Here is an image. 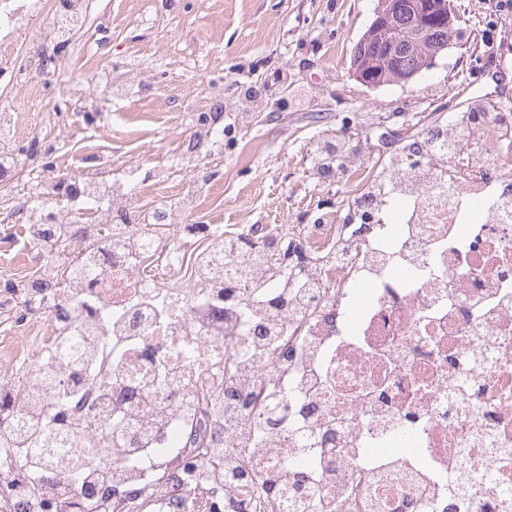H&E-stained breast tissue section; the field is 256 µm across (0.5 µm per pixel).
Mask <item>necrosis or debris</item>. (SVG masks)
<instances>
[{
  "instance_id": "necrosis-or-debris-1",
  "label": "necrosis or debris",
  "mask_w": 512,
  "mask_h": 512,
  "mask_svg": "<svg viewBox=\"0 0 512 512\" xmlns=\"http://www.w3.org/2000/svg\"><path fill=\"white\" fill-rule=\"evenodd\" d=\"M510 167L512 124L459 114L422 155L367 178L368 231L300 225L286 269L266 231L245 280L224 251L245 232L183 224L158 240L130 224L89 250L95 225L74 223L77 276L58 306L0 289V305L50 328L0 354L15 374L0 386V512H512ZM66 179L35 170L33 206L63 223L128 207L104 175L65 204ZM186 271L192 287H176ZM230 358L240 392L264 388L262 410L225 400ZM190 428L210 458L186 446ZM39 449L61 464L37 463ZM297 469L308 487L292 489Z\"/></svg>"
}]
</instances>
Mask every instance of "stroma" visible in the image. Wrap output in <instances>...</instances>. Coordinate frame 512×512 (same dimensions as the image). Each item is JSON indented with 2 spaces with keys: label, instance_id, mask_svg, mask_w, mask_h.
I'll return each mask as SVG.
<instances>
[{
  "label": "stroma",
  "instance_id": "obj_1",
  "mask_svg": "<svg viewBox=\"0 0 512 512\" xmlns=\"http://www.w3.org/2000/svg\"><path fill=\"white\" fill-rule=\"evenodd\" d=\"M459 34L434 68L406 84L377 88L349 75L352 49L369 27L375 0H180L159 19L152 0H89L68 55L46 64L31 45L47 13L0 40V62L17 82L0 86L14 141L55 142L56 167L75 177L107 162L128 174L138 222L155 203H180L185 220L233 233L253 224L290 229L342 220L385 156L401 152L391 131L424 130L483 96L490 111L512 109V16L500 0H456ZM133 80L113 100L105 73ZM271 82L273 98L237 100L239 83ZM90 92L78 112L54 101L74 84ZM223 101L224 140L211 156L187 145L201 113ZM348 135L347 156L329 181L311 169L312 145ZM26 227L0 224V281L33 277Z\"/></svg>",
  "mask_w": 512,
  "mask_h": 512
}]
</instances>
